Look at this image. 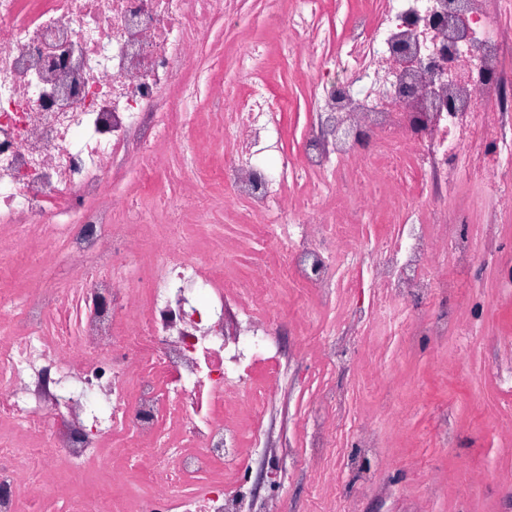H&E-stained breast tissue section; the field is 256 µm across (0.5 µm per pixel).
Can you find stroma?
I'll return each instance as SVG.
<instances>
[{"mask_svg":"<svg viewBox=\"0 0 512 512\" xmlns=\"http://www.w3.org/2000/svg\"><path fill=\"white\" fill-rule=\"evenodd\" d=\"M256 35L250 25L228 32L221 19H213L202 35L201 53L186 60L182 77L205 68L212 58L246 50ZM272 78L291 101L283 139L292 149L308 110L306 77L277 58ZM502 225L496 261L468 270L469 279L482 286L479 294H452L434 304L416 296L408 303L410 311L462 307L478 318L484 336H512V292L500 286L503 271L512 267V219L504 218ZM280 343L297 376L282 382L273 402L269 457L232 474L250 490L252 512H323L313 476L316 462L306 443L323 418L315 397L330 385L346 391L351 410L374 413L375 430L389 439L387 447L362 449L357 428L344 433L332 450L336 494L355 512H512V436L501 430L502 422L512 418V397L495 387L490 353H479L462 366L452 348L438 349L431 337H418L411 353L403 341L391 342L375 364L376 373L393 383L388 397L371 394L356 378L353 368L365 354L362 343L337 340L336 367L329 376L311 357L299 355L293 336H281ZM446 406L452 407L457 425L450 448L439 444L434 430V418ZM373 483L378 492L370 491Z\"/></svg>","mask_w":512,"mask_h":512,"instance_id":"obj_1","label":"stroma"}]
</instances>
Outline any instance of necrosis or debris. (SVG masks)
Masks as SVG:
<instances>
[{
    "instance_id": "obj_1",
    "label": "necrosis or debris",
    "mask_w": 512,
    "mask_h": 512,
    "mask_svg": "<svg viewBox=\"0 0 512 512\" xmlns=\"http://www.w3.org/2000/svg\"><path fill=\"white\" fill-rule=\"evenodd\" d=\"M242 2L0 0V253L41 265L0 293V512H241L224 472L265 445L284 376L265 294L280 280L312 298L291 323L301 348L334 364L338 331L356 327L368 357L356 373L375 388L389 337L452 339L463 360L480 349L469 316L404 304L469 293L457 268L492 259L512 212V0H469L454 27L447 0H365L332 44L335 0L271 10L289 33L281 55L313 69L305 141L284 148L287 100L256 47L235 56L244 82L208 115L224 162L205 172L188 133L198 83L175 102L164 92L207 24L234 28ZM402 42L419 54H395ZM340 125L361 143L337 141ZM157 143L181 193L106 201L128 168L165 169ZM208 182L224 186V223L208 221ZM465 184L486 220L462 233L444 213ZM363 267L368 307L349 277ZM318 403L326 492L346 409L329 388ZM88 480L90 497L77 490Z\"/></svg>"
}]
</instances>
